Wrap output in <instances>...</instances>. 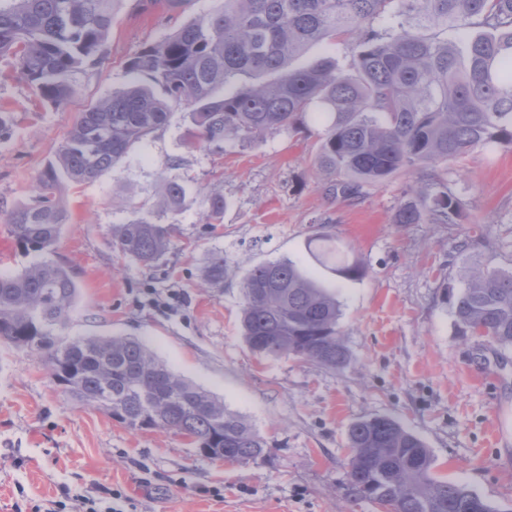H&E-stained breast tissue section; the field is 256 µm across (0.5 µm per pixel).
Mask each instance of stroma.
Segmentation results:
<instances>
[{
	"label": "stroma",
	"mask_w": 512,
	"mask_h": 512,
	"mask_svg": "<svg viewBox=\"0 0 512 512\" xmlns=\"http://www.w3.org/2000/svg\"><path fill=\"white\" fill-rule=\"evenodd\" d=\"M224 0H186L176 11L120 0L106 61L78 76L65 106L44 104L0 57V269L34 259L5 215L29 203L35 177L64 141L77 112L128 80L126 63ZM185 107L101 179L64 184L70 212L52 255L78 281V307L63 336L120 334L143 340L169 367L217 394L267 441L255 464L207 458L163 429L132 430L56 385L42 358L0 340V512H83L82 499L123 512H383L347 495L348 429L384 416L419 436L435 476L469 486L496 512H512V350L457 333L453 304L471 268H512V150H478L448 164L463 210L453 224H397L393 215L430 176L401 171L363 194L331 196L314 164L316 136L269 134L215 152L183 141ZM181 163L188 193L180 214L162 215L171 242L145 267L120 255L112 227L151 208L167 163ZM228 202L205 221L212 192ZM334 234L366 269L341 282L340 327L350 362L331 370L291 356L255 355L240 330V283L255 265L302 262L319 232ZM224 285H202L212 252Z\"/></svg>",
	"instance_id": "35a3bbf8"
}]
</instances>
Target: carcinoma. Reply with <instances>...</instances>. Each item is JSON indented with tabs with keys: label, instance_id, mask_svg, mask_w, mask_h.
Segmentation results:
<instances>
[{
	"label": "carcinoma",
	"instance_id": "carcinoma-1",
	"mask_svg": "<svg viewBox=\"0 0 512 512\" xmlns=\"http://www.w3.org/2000/svg\"><path fill=\"white\" fill-rule=\"evenodd\" d=\"M120 0H0V56L15 58L37 97L60 108L77 93L76 76L106 58ZM314 44L325 55L296 60ZM347 50L342 66L337 49ZM133 80L78 114L54 159L36 177L32 200L7 212L16 241L54 252L69 221L63 183L102 178L185 106L186 140L222 151L226 142L317 130L315 164L339 180L331 193L351 197L398 171L439 166L476 149H512V0H224L127 62ZM180 162L168 163L156 204L112 226L126 258L157 265L186 198ZM208 223L224 217V195L204 199ZM462 203L421 185L395 213L396 224H454ZM316 262L356 281L365 268L319 233ZM204 285L224 286V255L211 256ZM243 336L253 353L283 355L336 369L349 362L339 326L341 303L290 260L260 263L241 283ZM77 301L70 271L46 258L0 272V339L43 358L73 399L132 430L164 429L204 456L256 464L269 453L258 431L224 400L176 374L132 336L57 334ZM461 336L512 349V268L475 269L454 304ZM347 494L386 512H495L463 483L437 479L429 449L397 420L373 417L349 430Z\"/></svg>",
	"mask_w": 512,
	"mask_h": 512
}]
</instances>
